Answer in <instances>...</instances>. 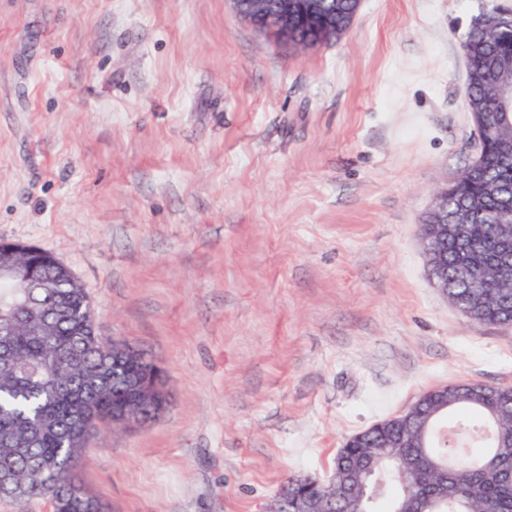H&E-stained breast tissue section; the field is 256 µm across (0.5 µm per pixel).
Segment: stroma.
Wrapping results in <instances>:
<instances>
[{
	"label": "stroma",
	"mask_w": 512,
	"mask_h": 512,
	"mask_svg": "<svg viewBox=\"0 0 512 512\" xmlns=\"http://www.w3.org/2000/svg\"><path fill=\"white\" fill-rule=\"evenodd\" d=\"M512 0H362L318 49L230 0H0V240L86 291L167 403L88 438L107 512H264L288 474L460 381L512 386L419 241L473 158L458 28Z\"/></svg>",
	"instance_id": "stroma-1"
}]
</instances>
